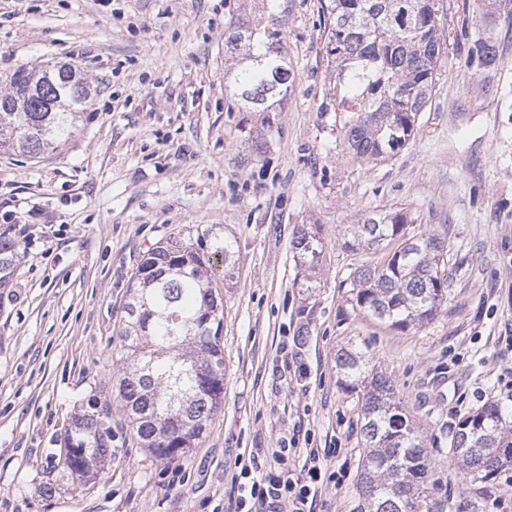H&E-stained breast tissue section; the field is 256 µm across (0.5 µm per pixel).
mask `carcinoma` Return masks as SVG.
I'll use <instances>...</instances> for the list:
<instances>
[{
    "instance_id": "1",
    "label": "carcinoma",
    "mask_w": 512,
    "mask_h": 512,
    "mask_svg": "<svg viewBox=\"0 0 512 512\" xmlns=\"http://www.w3.org/2000/svg\"><path fill=\"white\" fill-rule=\"evenodd\" d=\"M442 0H327V54L344 140L356 163L395 156L415 134L428 101L437 64L447 49L438 12ZM258 19L236 8L224 28V90L228 112H276L295 81L283 30L288 3L260 0ZM480 64L496 65L488 40L472 49ZM0 150L38 157L77 132L90 104L86 77L68 66L34 72L22 64L0 76ZM403 211L376 213L348 226L342 247L353 253L395 245L381 263L355 267L351 286L360 312L400 331L433 321L447 298L441 268L446 239L407 234ZM317 226H301L293 244L301 266L319 265L324 244ZM209 232L196 241L175 237L155 246L137 265L124 305L125 330L112 384L131 440L167 461L203 438L224 398V306L213 292L211 261L230 269L234 240ZM19 250L0 235V288L8 287ZM343 389L362 400L361 433L367 449L351 512H443L426 510V437L406 413L393 382L371 365L355 342L336 355ZM112 403L91 398L64 435L62 470L78 480L99 472L112 452ZM457 473L493 475L512 464V426L494 404L459 422L451 442Z\"/></svg>"
}]
</instances>
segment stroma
<instances>
[{
    "mask_svg": "<svg viewBox=\"0 0 512 512\" xmlns=\"http://www.w3.org/2000/svg\"><path fill=\"white\" fill-rule=\"evenodd\" d=\"M324 0H288L296 80L262 127L224 107V0H0V75L68 62L95 89L75 137L30 158L0 152V232L21 244L0 289V512H225L234 460L325 448L317 512H350L364 447L336 352L354 341L393 382L428 440L429 488L449 512H512V466L458 479L459 420L495 404L512 422V11L446 0V57L414 137L350 162L330 85ZM495 41L499 63L471 51ZM265 141L255 148L252 133ZM448 239V297L418 331L357 315L341 245L377 211ZM317 224V288H299L298 227ZM237 242L224 305V399L197 447L167 462L115 427L95 477L57 468L90 396L108 398L132 272L156 243L196 230ZM307 336H299L300 325Z\"/></svg>",
    "mask_w": 512,
    "mask_h": 512,
    "instance_id": "1",
    "label": "stroma"
}]
</instances>
